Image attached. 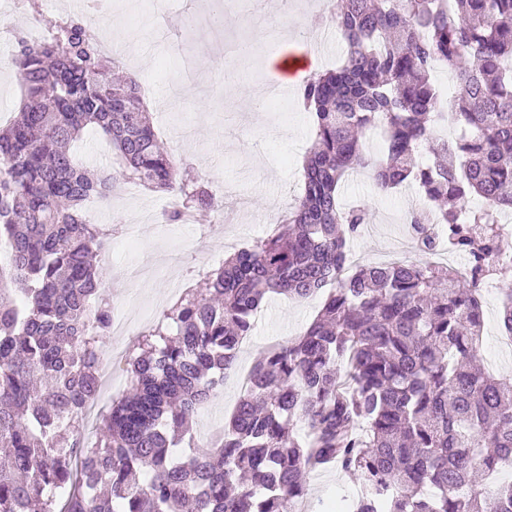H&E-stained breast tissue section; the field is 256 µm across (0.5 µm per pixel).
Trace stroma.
<instances>
[{"instance_id":"stroma-1","label":"stroma","mask_w":512,"mask_h":512,"mask_svg":"<svg viewBox=\"0 0 512 512\" xmlns=\"http://www.w3.org/2000/svg\"><path fill=\"white\" fill-rule=\"evenodd\" d=\"M316 0H295L287 15L269 14L266 26L276 29L279 38L268 42L263 29L247 24V8L238 0L224 13V30H187L189 14L199 12L196 0H173L169 18L177 39L164 46L154 44L149 22L139 21L131 10L133 0H115L106 33L111 42L122 44L119 73L140 82L144 103L149 106L155 131L178 166L179 173L200 182L224 185V210L229 224L215 222L212 214L201 215L198 223L207 226L204 248H197L193 226L168 224L163 220L144 221V210L162 211L166 196L142 191L133 195L115 190L102 204L87 202L84 213L95 224H112L132 230L137 246L127 253L120 238L107 244L113 254L108 263L106 290L115 311L132 320L126 338L134 345L147 322L138 313L153 307L162 315L173 288L174 274H202L208 270L209 255L229 257L262 234L259 219L281 215L300 193L304 157L313 143L310 120L297 105L295 93L272 108L255 104L254 86L264 85L267 71L256 68L257 60L302 45L317 50L321 69L340 62L345 51L341 40L319 47L320 29L330 20L315 5ZM14 42L0 43V125L18 112L22 91L15 78ZM191 55L196 63L193 79H182L173 59ZM73 151L87 169L112 172L117 157L103 135L94 128L84 131ZM344 206H360L369 211L371 222L349 242L352 259L360 264L387 261L402 252L406 238L404 217L422 204L420 192L403 186L380 191L368 170L353 172L341 190ZM324 301L316 294L296 302L283 296L269 299L251 336L241 350L238 363L224 382V397L216 401L209 417H196L197 432L219 434L224 418L232 410L240 391L238 375L247 373L267 349L302 334L315 319ZM500 291L483 293V335L479 358L491 372L512 378V342L499 326ZM358 477L336 466L309 473L305 479L309 506L330 505L341 497L354 496Z\"/></svg>"}]
</instances>
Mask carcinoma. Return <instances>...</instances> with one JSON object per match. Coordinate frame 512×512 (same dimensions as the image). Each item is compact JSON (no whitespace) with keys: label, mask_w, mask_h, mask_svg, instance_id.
I'll use <instances>...</instances> for the list:
<instances>
[{"label":"carcinoma","mask_w":512,"mask_h":512,"mask_svg":"<svg viewBox=\"0 0 512 512\" xmlns=\"http://www.w3.org/2000/svg\"><path fill=\"white\" fill-rule=\"evenodd\" d=\"M331 21L346 58L300 86L314 141L295 205L141 335L91 447L81 406L100 391L95 355L112 328L110 231L81 208L119 178L177 194L170 224L214 198L178 178L139 86L113 82L81 20L55 21L57 36L39 43L15 31L24 98L0 128L11 251L0 264V512H297L305 474L331 465L360 477L339 512H512V482L491 479L512 467V379L477 354L490 279L512 339V265L496 227L512 212V0H334ZM439 63L458 81L446 104ZM447 107L463 125L451 141L437 134ZM89 125L118 153L116 174L90 175L71 150ZM374 127L379 160L364 153ZM360 167L384 189L417 186L428 202L409 218L419 250L444 242L468 256L469 275L407 257L344 274L347 243L370 220L339 203ZM471 197L483 207L466 210ZM321 290L304 334L252 366L220 440L195 441L190 423L224 389L267 296Z\"/></svg>","instance_id":"obj_1"}]
</instances>
